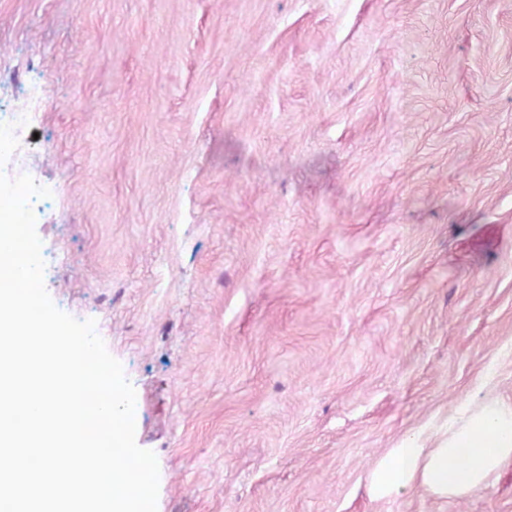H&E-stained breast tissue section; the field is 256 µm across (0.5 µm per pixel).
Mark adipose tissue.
<instances>
[{
    "label": "adipose tissue",
    "mask_w": 512,
    "mask_h": 512,
    "mask_svg": "<svg viewBox=\"0 0 512 512\" xmlns=\"http://www.w3.org/2000/svg\"><path fill=\"white\" fill-rule=\"evenodd\" d=\"M484 394L443 428L420 432L375 458L367 472L368 492L377 501L420 488L445 501L495 484L512 462V399L493 379Z\"/></svg>",
    "instance_id": "adipose-tissue-1"
}]
</instances>
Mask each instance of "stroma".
I'll return each instance as SVG.
<instances>
[{"mask_svg":"<svg viewBox=\"0 0 512 512\" xmlns=\"http://www.w3.org/2000/svg\"><path fill=\"white\" fill-rule=\"evenodd\" d=\"M0 110L157 512H512L366 480L512 397V0H0Z\"/></svg>","mask_w":512,"mask_h":512,"instance_id":"obj_1","label":"stroma"}]
</instances>
